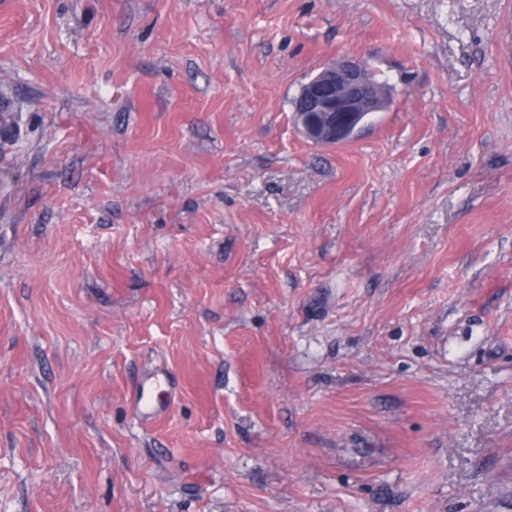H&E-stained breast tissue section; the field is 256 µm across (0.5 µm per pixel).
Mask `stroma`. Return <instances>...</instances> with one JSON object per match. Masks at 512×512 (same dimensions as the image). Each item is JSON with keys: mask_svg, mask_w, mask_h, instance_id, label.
Here are the masks:
<instances>
[{"mask_svg": "<svg viewBox=\"0 0 512 512\" xmlns=\"http://www.w3.org/2000/svg\"><path fill=\"white\" fill-rule=\"evenodd\" d=\"M4 105L0 512H512V0H0ZM384 93L365 65L352 59L324 67L296 98L294 117L311 142L336 146L348 142L359 126L383 106Z\"/></svg>", "mask_w": 512, "mask_h": 512, "instance_id": "1", "label": "stroma"}]
</instances>
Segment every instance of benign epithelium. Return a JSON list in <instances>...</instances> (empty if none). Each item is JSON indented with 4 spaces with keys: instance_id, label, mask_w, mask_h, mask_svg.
<instances>
[{
    "instance_id": "1",
    "label": "benign epithelium",
    "mask_w": 512,
    "mask_h": 512,
    "mask_svg": "<svg viewBox=\"0 0 512 512\" xmlns=\"http://www.w3.org/2000/svg\"><path fill=\"white\" fill-rule=\"evenodd\" d=\"M384 93L365 65L344 59L324 67L296 98L294 117L311 142L336 146L348 142L365 119L383 106Z\"/></svg>"
}]
</instances>
